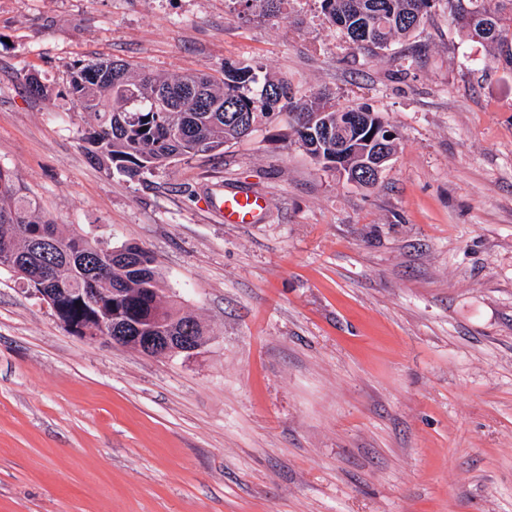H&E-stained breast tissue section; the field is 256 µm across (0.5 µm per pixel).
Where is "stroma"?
Here are the masks:
<instances>
[{"label":"stroma","mask_w":512,"mask_h":512,"mask_svg":"<svg viewBox=\"0 0 512 512\" xmlns=\"http://www.w3.org/2000/svg\"><path fill=\"white\" fill-rule=\"evenodd\" d=\"M97 59L259 64L369 106L396 152L358 186L276 110L132 181L67 93ZM0 167L63 232L149 250L209 332L189 357L83 340L0 268V512H512V70L448 0L374 51L319 0H0ZM230 191L257 223L222 221ZM266 207L265 199L246 192L227 193L219 212L227 224H253Z\"/></svg>","instance_id":"stroma-1"}]
</instances>
